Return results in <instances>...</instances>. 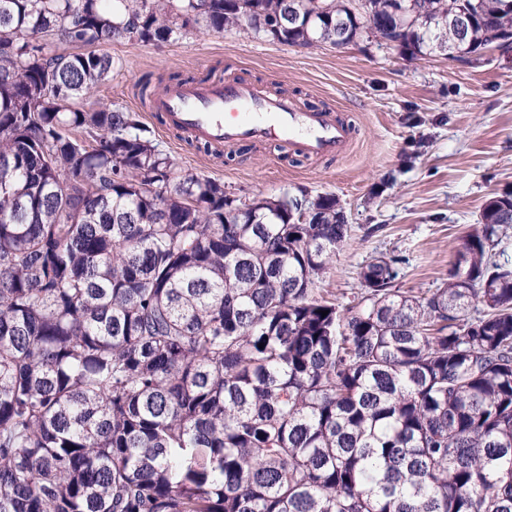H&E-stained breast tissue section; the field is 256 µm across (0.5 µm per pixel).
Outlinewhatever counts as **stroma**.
Returning a JSON list of instances; mask_svg holds the SVG:
<instances>
[{"mask_svg":"<svg viewBox=\"0 0 512 512\" xmlns=\"http://www.w3.org/2000/svg\"><path fill=\"white\" fill-rule=\"evenodd\" d=\"M115 68L76 108L137 112L176 175L223 182L248 199L331 193L351 226L322 286L344 307L360 292L359 272L380 255L404 257L398 288L422 295L443 287L485 201L512 190V50L462 61L412 58L375 40L304 49L236 29L203 28L145 45L117 39L101 47ZM234 76L324 108L351 125L344 157L314 158L280 142L216 149L162 128L137 94L144 74Z\"/></svg>","mask_w":512,"mask_h":512,"instance_id":"35a3bbf8","label":"stroma"}]
</instances>
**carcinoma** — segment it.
<instances>
[{
  "instance_id": "cac0c4a2",
  "label": "carcinoma",
  "mask_w": 512,
  "mask_h": 512,
  "mask_svg": "<svg viewBox=\"0 0 512 512\" xmlns=\"http://www.w3.org/2000/svg\"><path fill=\"white\" fill-rule=\"evenodd\" d=\"M0 0V512H512V192L489 198L448 282L361 268L336 195L259 203L177 179L136 112L81 110L97 47L195 25L292 47L366 37L457 59L512 0ZM327 315H322L323 311Z\"/></svg>"
}]
</instances>
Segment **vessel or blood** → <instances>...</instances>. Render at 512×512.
Masks as SVG:
<instances>
[{"instance_id": "vessel-or-blood-1", "label": "vessel or blood", "mask_w": 512, "mask_h": 512, "mask_svg": "<svg viewBox=\"0 0 512 512\" xmlns=\"http://www.w3.org/2000/svg\"><path fill=\"white\" fill-rule=\"evenodd\" d=\"M167 129L215 147L282 142L299 154L340 157L354 146L351 127L325 111L243 78L170 87L152 102Z\"/></svg>"}]
</instances>
